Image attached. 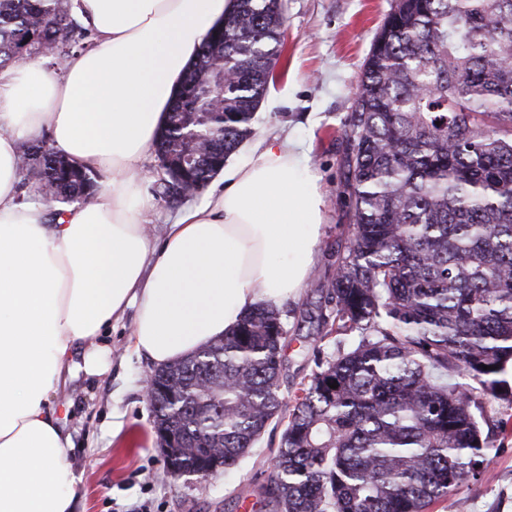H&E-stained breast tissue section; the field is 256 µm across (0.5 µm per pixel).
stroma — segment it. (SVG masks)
Listing matches in <instances>:
<instances>
[{"instance_id": "obj_1", "label": "stroma", "mask_w": 512, "mask_h": 512, "mask_svg": "<svg viewBox=\"0 0 512 512\" xmlns=\"http://www.w3.org/2000/svg\"><path fill=\"white\" fill-rule=\"evenodd\" d=\"M392 0H282L284 44L257 112L255 139L289 137L318 179L324 198L314 277L328 281L336 244L350 222L342 193V132L352 111L362 65ZM285 343L281 393L291 397L308 382L318 360L350 349L359 337L318 338L324 294L303 287L284 303ZM126 311L106 336L108 370L98 377L67 379L58 396L70 402L64 429L72 436L69 460L81 480L80 512H244L259 501L270 474L280 432L266 431L230 470L207 477H173L153 429L142 381L152 364L133 352ZM123 430L112 433L113 415ZM491 461L478 480L460 485L433 512H512V434L490 432Z\"/></svg>"}]
</instances>
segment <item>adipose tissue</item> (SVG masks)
<instances>
[{
    "mask_svg": "<svg viewBox=\"0 0 512 512\" xmlns=\"http://www.w3.org/2000/svg\"><path fill=\"white\" fill-rule=\"evenodd\" d=\"M73 2L90 48L56 71L39 61L0 71V512H74L71 436L51 398L64 376L107 370L100 338L113 321L134 309V350L157 366L183 358L257 304L296 298L323 220L309 168L275 137L155 235L142 158L234 0ZM44 133L105 177L91 204L53 220L18 198L19 147Z\"/></svg>",
    "mask_w": 512,
    "mask_h": 512,
    "instance_id": "1",
    "label": "adipose tissue"
}]
</instances>
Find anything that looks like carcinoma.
I'll return each instance as SVG.
<instances>
[{"label":"carcinoma","mask_w":512,"mask_h":512,"mask_svg":"<svg viewBox=\"0 0 512 512\" xmlns=\"http://www.w3.org/2000/svg\"><path fill=\"white\" fill-rule=\"evenodd\" d=\"M282 26L278 0H239L205 39L154 152L177 154L188 112L222 102L224 123L204 121L190 169L157 179L164 200L192 196L253 136ZM90 37L68 0H0V71ZM343 141L352 224L316 332L360 341L288 405L286 325L259 305L154 370V430L179 441L163 452L184 475L228 470L283 427L262 512H429L490 461L482 396L512 399V0H393ZM20 169V197L48 207L89 202L100 178L43 140L21 144Z\"/></svg>","instance_id":"obj_1"}]
</instances>
